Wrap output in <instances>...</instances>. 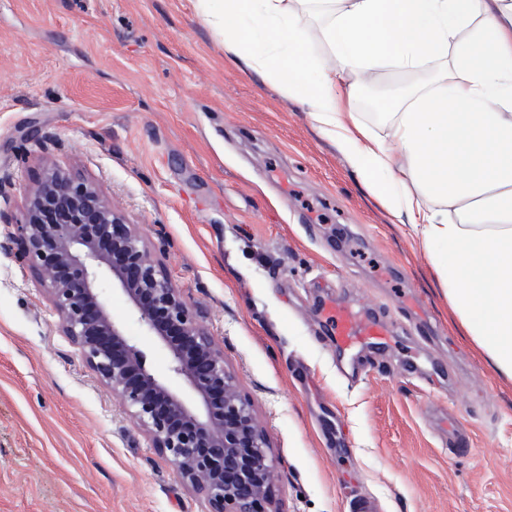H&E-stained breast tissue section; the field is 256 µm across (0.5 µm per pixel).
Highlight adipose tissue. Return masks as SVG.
<instances>
[{
  "label": "adipose tissue",
  "instance_id": "ef3b65f1",
  "mask_svg": "<svg viewBox=\"0 0 512 512\" xmlns=\"http://www.w3.org/2000/svg\"><path fill=\"white\" fill-rule=\"evenodd\" d=\"M199 10L407 217L460 323L512 378V0H199ZM429 63L437 75L397 104L385 135L347 111L349 76Z\"/></svg>",
  "mask_w": 512,
  "mask_h": 512
}]
</instances>
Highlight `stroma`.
<instances>
[{
  "mask_svg": "<svg viewBox=\"0 0 512 512\" xmlns=\"http://www.w3.org/2000/svg\"><path fill=\"white\" fill-rule=\"evenodd\" d=\"M430 70L351 77L402 99ZM39 138H29L31 130ZM92 180L200 309L275 460L279 512H512V380L426 252L335 145L204 23L198 0H0V209L46 163ZM382 316L337 353L325 300ZM125 336L167 372L120 291ZM456 422L469 449L448 446ZM0 512H209L0 249Z\"/></svg>",
  "mask_w": 512,
  "mask_h": 512,
  "instance_id": "35a3bbf8",
  "label": "stroma"
}]
</instances>
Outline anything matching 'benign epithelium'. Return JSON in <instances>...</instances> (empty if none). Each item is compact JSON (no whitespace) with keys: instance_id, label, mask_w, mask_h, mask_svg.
I'll return each instance as SVG.
<instances>
[{"instance_id":"7a95c632","label":"benign epithelium","mask_w":512,"mask_h":512,"mask_svg":"<svg viewBox=\"0 0 512 512\" xmlns=\"http://www.w3.org/2000/svg\"><path fill=\"white\" fill-rule=\"evenodd\" d=\"M8 242L46 290L59 329L98 381L118 396L180 480L210 512H277L274 461L253 405L237 390L201 311L188 306L161 256L99 184L46 165L25 187L22 218ZM126 297L146 335L166 350L171 377L193 400L147 366L110 312L102 280Z\"/></svg>"}]
</instances>
